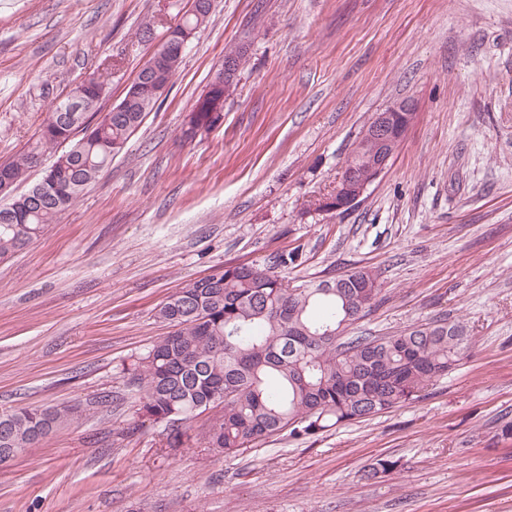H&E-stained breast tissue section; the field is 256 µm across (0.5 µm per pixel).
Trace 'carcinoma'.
<instances>
[{
	"mask_svg": "<svg viewBox=\"0 0 512 512\" xmlns=\"http://www.w3.org/2000/svg\"><path fill=\"white\" fill-rule=\"evenodd\" d=\"M184 14L174 29L195 33L209 17ZM244 51L224 61L225 84L234 89ZM182 58L158 50L139 71L167 86ZM102 84L75 86L50 108L37 140L17 161L0 162V172L17 183L33 155L60 144L47 178L0 207V258L41 236L112 163L131 134L155 108L158 97L142 88L123 112H107L95 125ZM72 97L82 109L64 112ZM220 94L199 98L183 136L194 138L221 124L214 111ZM303 247L276 252L266 265H228L172 294L157 317L175 330L152 344L130 369L142 392L138 417L163 423L168 447L198 444L231 457L274 436L310 438L416 400L451 373L469 349L467 326L435 320L388 336H349L382 293L378 274L366 267L292 285L281 272L296 265ZM206 416L198 427L191 422ZM78 407H22L0 415V464L38 445L58 427L80 419Z\"/></svg>",
	"mask_w": 512,
	"mask_h": 512,
	"instance_id": "obj_1",
	"label": "carcinoma"
}]
</instances>
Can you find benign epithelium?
<instances>
[{"mask_svg": "<svg viewBox=\"0 0 512 512\" xmlns=\"http://www.w3.org/2000/svg\"><path fill=\"white\" fill-rule=\"evenodd\" d=\"M413 107L408 101H401L378 113L372 126L366 128L365 137L374 146L366 156L367 169L355 173L349 170L352 162L344 165L338 182L344 184L345 191H335L321 201V211L338 212L359 202L368 186L385 172L395 148L402 140L412 119Z\"/></svg>", "mask_w": 512, "mask_h": 512, "instance_id": "7a95c632", "label": "benign epithelium"}]
</instances>
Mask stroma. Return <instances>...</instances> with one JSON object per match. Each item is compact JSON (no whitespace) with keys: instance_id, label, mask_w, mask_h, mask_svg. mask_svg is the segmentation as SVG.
<instances>
[{"instance_id":"obj_1","label":"stroma","mask_w":512,"mask_h":512,"mask_svg":"<svg viewBox=\"0 0 512 512\" xmlns=\"http://www.w3.org/2000/svg\"><path fill=\"white\" fill-rule=\"evenodd\" d=\"M177 0H0V162L92 77L108 112L177 22ZM151 37H144V30ZM242 46L222 124L194 101ZM415 117L344 212L330 195L375 114ZM303 246L288 277L367 267L383 301L352 329L467 324L427 395L234 457L135 426L123 368L158 308L231 264ZM83 416L0 466V512H512V0H213L156 108L55 224L0 260V414ZM394 469L368 478L378 460ZM203 95L195 101L187 116L183 129V136L187 139H193L202 131L206 132L218 127L223 120V112H211L216 106L220 94L207 95L205 99H202Z\"/></svg>"}]
</instances>
